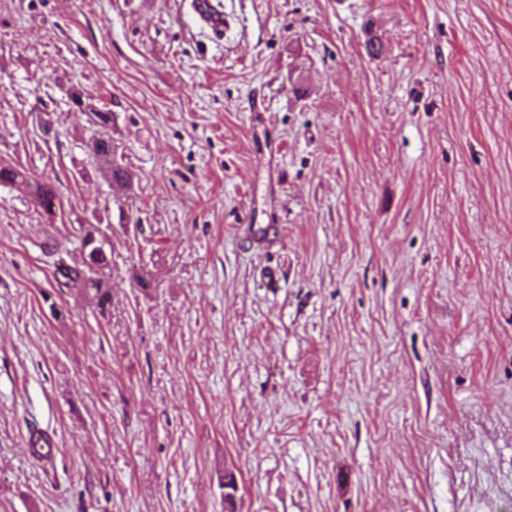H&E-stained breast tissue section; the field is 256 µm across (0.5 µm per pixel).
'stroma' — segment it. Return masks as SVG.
Masks as SVG:
<instances>
[{
	"instance_id": "1",
	"label": "stroma",
	"mask_w": 512,
	"mask_h": 512,
	"mask_svg": "<svg viewBox=\"0 0 512 512\" xmlns=\"http://www.w3.org/2000/svg\"><path fill=\"white\" fill-rule=\"evenodd\" d=\"M180 3L0 0V512H512V0ZM182 2L197 27L208 31L215 39L224 37L227 20L224 17L223 0H183ZM97 121L96 130L87 143L88 155L96 162L105 163L106 177L113 183L132 190L129 174L116 159L115 149L112 146V138L108 136L107 129L112 125V115L108 112H94ZM19 183H28L32 201L37 211L46 221L52 223L57 211L62 206L54 187L48 183L30 184L23 167L1 158L0 186H12ZM109 265L110 259L106 252L94 248L87 256L82 252L80 263H62L58 266L55 272L56 281L61 288L79 292L103 314L111 305V292L105 281V269Z\"/></svg>"
}]
</instances>
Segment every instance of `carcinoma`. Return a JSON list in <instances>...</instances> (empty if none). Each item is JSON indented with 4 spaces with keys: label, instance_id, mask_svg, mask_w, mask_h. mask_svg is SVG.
<instances>
[{
    "label": "carcinoma",
    "instance_id": "carcinoma-1",
    "mask_svg": "<svg viewBox=\"0 0 512 512\" xmlns=\"http://www.w3.org/2000/svg\"><path fill=\"white\" fill-rule=\"evenodd\" d=\"M365 50L371 57L384 54L385 47L380 37L372 28L365 31ZM98 130L87 143L88 155L96 162L106 164V177L121 186L132 188L129 174L116 159L112 138L108 136L107 129L112 125V113H95ZM27 182L24 168L0 159V186H12ZM33 204L39 214L48 222H53L58 205L61 204L54 187L48 183H34L29 185ZM110 265L106 252L92 249L82 256L81 262L75 265H60L55 272L56 281L60 287L74 289L86 300L93 304L100 313H105L111 305V292L105 281V269Z\"/></svg>",
    "mask_w": 512,
    "mask_h": 512
}]
</instances>
